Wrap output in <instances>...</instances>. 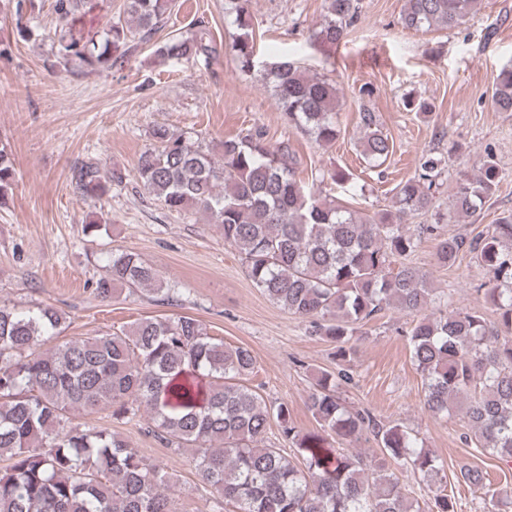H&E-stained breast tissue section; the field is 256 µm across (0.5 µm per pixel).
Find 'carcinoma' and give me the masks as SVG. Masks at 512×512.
<instances>
[{
	"label": "carcinoma",
	"mask_w": 512,
	"mask_h": 512,
	"mask_svg": "<svg viewBox=\"0 0 512 512\" xmlns=\"http://www.w3.org/2000/svg\"><path fill=\"white\" fill-rule=\"evenodd\" d=\"M249 0H225L235 15L232 48L239 69L255 68V30ZM87 0H55V30L63 61L78 68L107 70L166 25L175 0H125L123 14L110 18L102 38L84 41L68 26ZM479 0H405L407 29L453 30L477 11ZM359 0H325V14L312 38L340 43L355 27ZM210 30L196 24L159 43L166 58L212 57ZM258 81L295 129L320 147L339 138L340 95L324 76H311L294 61L267 64ZM491 102L512 112V65L500 69ZM355 145L373 168L394 152L380 115L358 112ZM153 147L138 164V180L170 212L194 209L237 249L252 283L272 302L308 320L312 332L336 343V358L350 357L352 342L379 313L431 312L408 331L424 406L438 416L459 413L479 453L512 460V212L472 238L437 239L435 258L454 267L464 253L482 273L478 290L498 315L488 324L476 311L448 313L435 304L426 272L407 262L421 236L446 219L473 216L502 181L491 154L478 174L456 181L448 210L436 224L417 229L408 216L434 208L445 173L444 157L419 159L415 174L400 182L388 208L366 214L323 194L322 184L346 187L350 173L330 167L306 184L296 178L299 159L286 141L272 147L257 131L226 139L216 149L190 132L165 126L152 130ZM93 164L74 171L75 189L101 197L109 182ZM15 170L0 146V200L13 190ZM169 294L157 270L133 252L111 253L94 292L112 299L116 287ZM64 317L54 307L0 301V512H177L168 493L170 476L108 427H86L76 414L111 410L116 420L148 414L147 432L175 452L190 451L197 476L211 488L210 512H415L406 486L388 466L396 465L439 483L436 512H455L442 485L444 465L401 424L381 426L368 412L350 411L336 395L348 381L345 370H324L307 407L320 432L300 434L288 404L271 405L249 385L256 361L245 346L224 344L189 315L152 316L129 328L93 337L62 336ZM301 457L296 464L267 442L271 422ZM370 432L381 457L366 460L329 442L357 441ZM456 479L485 490L496 503L512 493L487 486L484 473L463 465Z\"/></svg>",
	"instance_id": "carcinoma-1"
}]
</instances>
